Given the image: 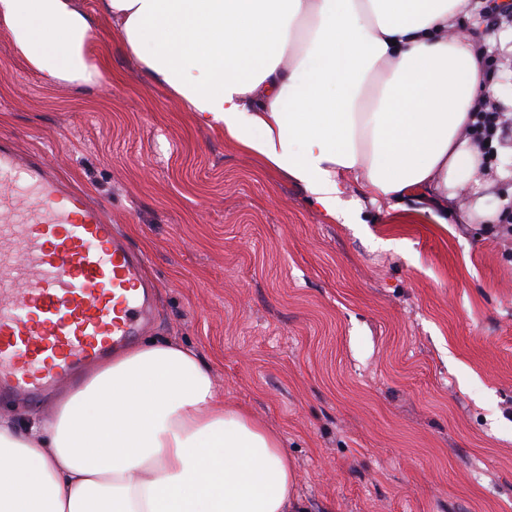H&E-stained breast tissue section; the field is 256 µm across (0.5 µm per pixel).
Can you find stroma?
Returning <instances> with one entry per match:
<instances>
[{
	"label": "stroma",
	"mask_w": 512,
	"mask_h": 512,
	"mask_svg": "<svg viewBox=\"0 0 512 512\" xmlns=\"http://www.w3.org/2000/svg\"><path fill=\"white\" fill-rule=\"evenodd\" d=\"M102 76L44 79L0 25V136L106 206L158 290L147 338L195 349L277 432L308 512H512V236L465 220L512 201V135L432 223L356 189L339 224L192 112L121 47Z\"/></svg>",
	"instance_id": "stroma-1"
}]
</instances>
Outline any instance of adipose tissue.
<instances>
[{
    "label": "adipose tissue",
    "mask_w": 512,
    "mask_h": 512,
    "mask_svg": "<svg viewBox=\"0 0 512 512\" xmlns=\"http://www.w3.org/2000/svg\"><path fill=\"white\" fill-rule=\"evenodd\" d=\"M118 38L196 119L299 186L445 204L486 165L465 135L483 77L463 0H99ZM12 49L88 83L90 18L71 0H0ZM0 512H304L279 436L226 406L195 350L155 340L90 372L52 421H0Z\"/></svg>",
    "instance_id": "1"
}]
</instances>
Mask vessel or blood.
I'll return each mask as SVG.
<instances>
[{"mask_svg":"<svg viewBox=\"0 0 512 512\" xmlns=\"http://www.w3.org/2000/svg\"><path fill=\"white\" fill-rule=\"evenodd\" d=\"M28 205L0 224V397L37 402L149 323L143 263L102 208L68 191L38 154L0 140V183Z\"/></svg>","mask_w":512,"mask_h":512,"instance_id":"1","label":"vessel or blood"}]
</instances>
